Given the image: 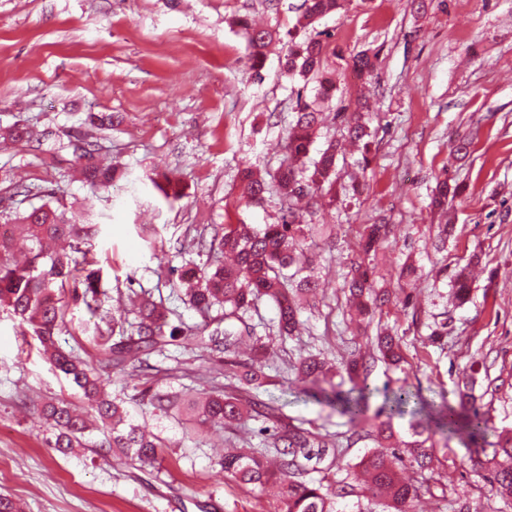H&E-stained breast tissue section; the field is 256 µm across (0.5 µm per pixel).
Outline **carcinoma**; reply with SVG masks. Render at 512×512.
Returning <instances> with one entry per match:
<instances>
[{"label":"carcinoma","instance_id":"obj_1","mask_svg":"<svg viewBox=\"0 0 512 512\" xmlns=\"http://www.w3.org/2000/svg\"><path fill=\"white\" fill-rule=\"evenodd\" d=\"M304 11L300 29L288 33L286 72L304 82L316 83V99L309 101L297 95L292 120L283 139L285 158L272 181L246 163L241 169L242 197L249 204H260L265 194L275 190L280 211L270 224H211L193 229L190 243L179 253L194 248L207 261H186L179 268V281L189 285L187 302L206 316L214 308L223 311L224 329L209 334L186 326L173 325L170 311L148 298L133 304L135 322L119 330L102 328L105 317L94 325L91 340L112 367L124 370L143 364L155 350L183 338L205 349L237 350L250 335L238 327L242 315L261 297L271 299L277 308V332L293 336L303 326L302 307L297 297L315 294V278L308 273L311 238L317 232L312 220L316 211L309 209L318 198L336 201V140L314 150V143L323 124L322 105L333 95L335 80L321 67L329 33L304 34L309 26L340 8V0H303ZM248 46L249 71L259 78L266 60V50L276 33L252 25L248 19L238 20ZM378 54L360 51L351 56V65L361 75L373 73ZM343 119L345 136L363 143L369 150L371 132L362 116L338 112ZM87 132L81 144L69 142L71 164L78 167L90 197L125 178L118 166L104 167L92 161L101 149L100 140L112 129V115L88 114L84 120ZM146 179L166 200L182 195L180 181L165 173H151ZM27 197L41 200L38 206L21 211L17 208L0 214L4 224H20L25 230L24 260L16 257L14 236L0 235V308L18 318L22 333L37 338L53 366L83 394L93 417L108 427L98 442L101 451H121L125 457L140 463H155L167 444L157 435L143 432L131 420L123 402L112 398L99 376L88 364L58 343L65 321L68 301L81 302L97 314L108 293L104 290L97 261L89 257L92 243L100 234V225L88 220L79 224L54 192L33 191L22 186ZM390 231L387 224H367L363 228L362 252L368 254ZM344 288L349 302L362 319L369 321L387 301L388 294L374 288L373 271L364 262L352 264L351 277ZM454 295L459 304L469 301L471 284L465 271L453 275ZM119 338H114V334ZM383 360L401 361V337L392 330L384 331L374 343ZM351 387L343 391L336 386V365L317 355L302 358L296 367L305 386L306 395L319 404H326L347 418L353 427H363L364 437L378 443L368 449L360 460L348 466L346 477L326 482L310 477L313 472L330 474L339 466V443L323 435L314 425L285 424L279 409L261 400L256 391L266 383L267 375L261 359L234 372L236 383L228 391L212 390L185 394L155 390L148 403L162 414L177 412L186 417V434L200 438L208 427H232L259 417L271 423L264 427L270 433L275 455L270 457L250 443L224 455L221 462L224 478L262 488L271 481L279 485V500L274 512H336V500L356 498L354 512H413L412 504L421 495L423 485L406 481L400 468L404 462L422 473L431 469L436 448L431 434L475 442L485 438L490 429L487 413L476 405L473 382L465 376L455 405L424 401L419 391L401 384L385 383L378 390L371 387V366L352 358L344 362ZM41 416L54 430V448L65 453L83 445L91 425L84 414L68 401L56 398L45 402ZM408 419L411 440L402 442L413 449L408 460L392 448L396 439V419ZM488 472L491 489L512 492V439L499 441L491 457L481 462Z\"/></svg>","mask_w":512,"mask_h":512}]
</instances>
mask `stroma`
Wrapping results in <instances>:
<instances>
[{"mask_svg": "<svg viewBox=\"0 0 512 512\" xmlns=\"http://www.w3.org/2000/svg\"><path fill=\"white\" fill-rule=\"evenodd\" d=\"M301 2L0 0V128L19 122L64 141L82 130L87 113L114 116L99 160L126 168L128 178L96 199L94 220L102 231L92 247L109 293L149 296L170 310L173 322L204 325L182 303L173 271L187 228L257 225L276 216V197L261 206L241 201L237 172L247 161L275 173L296 95L313 93L284 70L287 32ZM242 17L278 34L258 79L248 71L247 43L236 24ZM317 27L331 35L323 65L336 80L326 114L341 106L358 111L368 98L376 138L367 169H360L358 152L338 155L336 185L358 183V197L342 195L335 206L317 209L327 235L311 249L319 292L302 302L301 333L280 339L276 307L266 298L243 316L268 347L265 371L273 382L259 396L281 408L287 422H313L344 443V462L357 463L372 440L347 445L352 427L330 408L305 402L294 367L311 353L342 361L368 347L379 329L392 328L402 338L403 360L376 362L372 385L404 382L437 402L453 397L463 374H472L494 438H512V0H347ZM363 50L378 55L367 84L348 66ZM465 136L467 154H454L455 140ZM148 170L174 173L182 198L167 203L144 181ZM59 172L36 141L7 145L0 149V197L21 183L55 189L67 204L88 196L79 178ZM441 176L460 188L444 213L429 206ZM382 218L391 234L373 263L391 302L376 324L360 326L343 280L361 252L363 226ZM446 223L456 233L435 249L437 228ZM475 253L481 261L473 266ZM406 263L418 275L401 287L395 273ZM466 265L472 292L458 307L450 280ZM93 322L84 305H70L60 344L100 374L135 424L167 441L162 459L150 466L119 453L100 456L96 430L67 454L49 448L52 430L38 407L64 398L80 408L84 400L38 341L0 310V495L21 512H270L275 487L249 490L225 479L220 466L231 444L248 439L263 447L258 421L210 431L199 444L186 437L179 418L139 403L149 386H230L234 364L249 362L253 350L243 347L220 360L176 343L150 355L151 371L119 372L89 342L85 328ZM443 322L447 343H430ZM434 441V471L403 472L427 487L416 512H449L453 500L471 512H512V504L491 494L484 472L474 470L469 448L440 434Z\"/></svg>", "mask_w": 512, "mask_h": 512, "instance_id": "stroma-1", "label": "stroma"}]
</instances>
